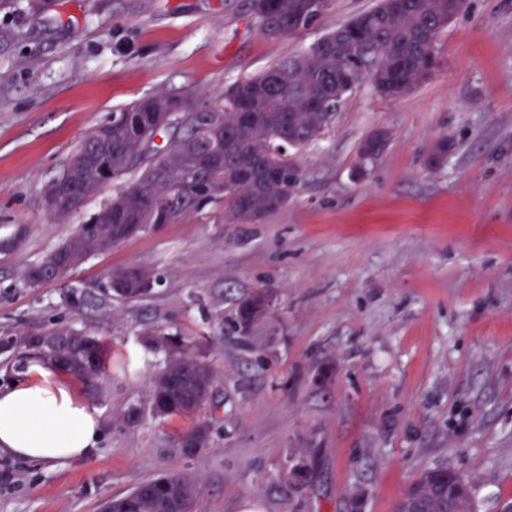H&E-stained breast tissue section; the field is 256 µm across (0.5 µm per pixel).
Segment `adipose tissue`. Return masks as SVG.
Listing matches in <instances>:
<instances>
[{
	"instance_id": "adipose-tissue-1",
	"label": "adipose tissue",
	"mask_w": 512,
	"mask_h": 512,
	"mask_svg": "<svg viewBox=\"0 0 512 512\" xmlns=\"http://www.w3.org/2000/svg\"><path fill=\"white\" fill-rule=\"evenodd\" d=\"M98 430L95 409L40 364L0 390V450L41 462L79 458L92 450Z\"/></svg>"
}]
</instances>
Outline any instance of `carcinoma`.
Masks as SVG:
<instances>
[{"label":"carcinoma","instance_id":"obj_1","mask_svg":"<svg viewBox=\"0 0 512 512\" xmlns=\"http://www.w3.org/2000/svg\"><path fill=\"white\" fill-rule=\"evenodd\" d=\"M266 13L250 0L261 34L280 39L309 29L319 18L313 0H272ZM452 0H403L384 7L381 22L363 31L359 41L336 42L331 31L297 57L284 58L264 72L226 87L222 103L209 105L186 97L151 95L112 113L77 147L54 182L65 194L53 211L65 216L109 183L136 173L112 200L93 213L56 252L75 269L86 258L112 249L126 239L128 224H169L224 199V211L237 224H255L288 204L301 181L290 151L309 143L308 136L329 127L336 116L341 83L337 73L372 71L373 90L392 99L417 84L421 69L437 63L436 45L445 25L439 18ZM166 134L159 147L155 138ZM272 161L282 169L277 179L258 175L244 187V198L224 186L233 166L258 169ZM113 294L137 298L149 293L122 268L110 276ZM148 342L169 349L151 393L159 417L192 416L205 403L215 375L200 359L183 352L180 343L161 333ZM27 347L46 363L90 381L105 366V346L86 332L62 330L33 336ZM454 491L448 470L423 473L399 503L398 512H474L468 482ZM198 486L189 475L172 472L144 482L120 498L104 502L102 512H194Z\"/></svg>","mask_w":512,"mask_h":512}]
</instances>
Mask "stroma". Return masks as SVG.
<instances>
[{"label":"stroma","instance_id":"1","mask_svg":"<svg viewBox=\"0 0 512 512\" xmlns=\"http://www.w3.org/2000/svg\"><path fill=\"white\" fill-rule=\"evenodd\" d=\"M376 0H332L303 32L265 38L249 0H11L0 8V388L24 377L29 335L78 329L109 350L73 392L98 412L84 458L0 452V512H100L158 474L198 483L195 512H396L425 471L471 485L474 512L512 501V0H466L438 63L396 99L369 84L293 153L287 206L230 224L223 202L153 226L32 288L27 269L119 183L53 217L44 188L113 111L147 95L218 102L226 85L304 53ZM390 143L373 163L374 130ZM448 152L428 159L439 141ZM117 267L153 270L141 298L111 295ZM271 296L235 323L239 298ZM181 340L216 374L200 415L154 416L153 381ZM303 464L295 482L287 469Z\"/></svg>","mask_w":512,"mask_h":512}]
</instances>
